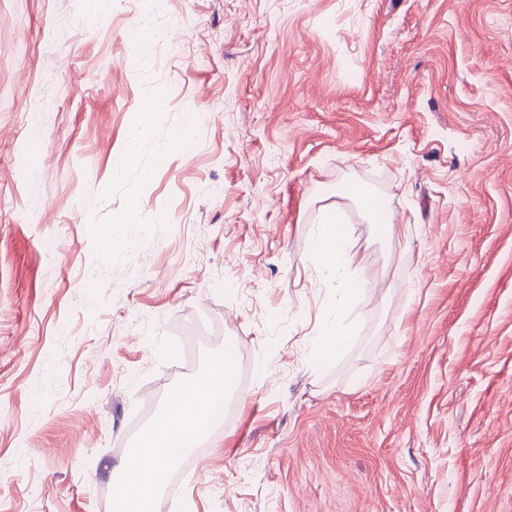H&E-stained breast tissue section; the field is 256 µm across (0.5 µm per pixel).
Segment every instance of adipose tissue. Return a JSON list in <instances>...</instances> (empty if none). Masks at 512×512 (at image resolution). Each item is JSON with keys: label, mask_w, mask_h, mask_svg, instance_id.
<instances>
[{"label": "adipose tissue", "mask_w": 512, "mask_h": 512, "mask_svg": "<svg viewBox=\"0 0 512 512\" xmlns=\"http://www.w3.org/2000/svg\"><path fill=\"white\" fill-rule=\"evenodd\" d=\"M346 231L335 208L322 212L312 241L319 264L344 275V288L358 292L368 285L365 258L346 247ZM234 364L224 356L170 400L158 420L139 439L136 452L123 465L125 482L115 491V512H152L153 501L169 469L217 419L215 412L234 391Z\"/></svg>", "instance_id": "obj_1"}]
</instances>
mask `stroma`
Here are the masks:
<instances>
[{
    "mask_svg": "<svg viewBox=\"0 0 512 512\" xmlns=\"http://www.w3.org/2000/svg\"><path fill=\"white\" fill-rule=\"evenodd\" d=\"M326 205L371 282L319 358ZM227 350L243 399L156 512H512V0H0V512H113ZM343 193L345 196L351 197L360 203L368 215L369 224H375L380 231L387 234L390 238H394L396 225L392 224L389 212L382 200L372 194L363 193L357 187H347Z\"/></svg>",
    "mask_w": 512,
    "mask_h": 512,
    "instance_id": "1",
    "label": "stroma"
}]
</instances>
